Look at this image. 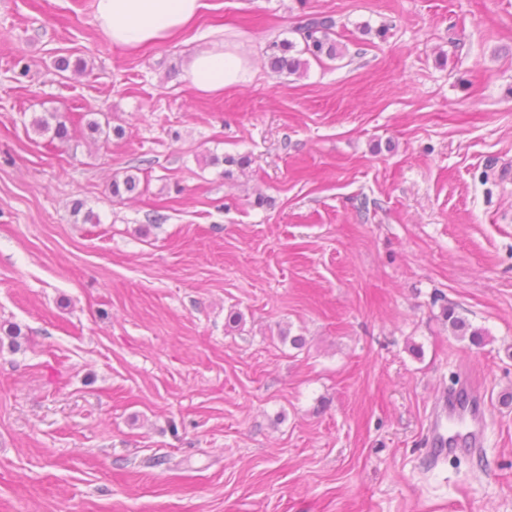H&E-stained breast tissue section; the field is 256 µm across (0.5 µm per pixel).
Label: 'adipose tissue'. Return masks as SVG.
Segmentation results:
<instances>
[{
    "instance_id": "obj_1",
    "label": "adipose tissue",
    "mask_w": 512,
    "mask_h": 512,
    "mask_svg": "<svg viewBox=\"0 0 512 512\" xmlns=\"http://www.w3.org/2000/svg\"><path fill=\"white\" fill-rule=\"evenodd\" d=\"M204 6V0H95L94 16L113 45L133 50L172 38ZM247 73L245 59L220 42L197 52L187 67L191 84L206 93L236 85Z\"/></svg>"
}]
</instances>
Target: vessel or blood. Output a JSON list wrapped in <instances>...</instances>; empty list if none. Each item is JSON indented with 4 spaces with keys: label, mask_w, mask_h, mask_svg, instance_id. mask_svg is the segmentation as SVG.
<instances>
[{
    "label": "vessel or blood",
    "mask_w": 512,
    "mask_h": 512,
    "mask_svg": "<svg viewBox=\"0 0 512 512\" xmlns=\"http://www.w3.org/2000/svg\"><path fill=\"white\" fill-rule=\"evenodd\" d=\"M487 409L479 390L461 380L438 403L430 423V441L436 450L462 446L478 450L484 443Z\"/></svg>",
    "instance_id": "vessel-or-blood-1"
}]
</instances>
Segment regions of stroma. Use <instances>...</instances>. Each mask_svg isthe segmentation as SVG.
Returning a JSON list of instances; mask_svg holds the SVG:
<instances>
[{
    "label": "stroma",
    "mask_w": 512,
    "mask_h": 512,
    "mask_svg": "<svg viewBox=\"0 0 512 512\" xmlns=\"http://www.w3.org/2000/svg\"><path fill=\"white\" fill-rule=\"evenodd\" d=\"M93 2L0 0V512H512V0H206L139 50ZM315 14L342 58L274 71ZM462 376L485 448L437 460ZM249 68L245 59L224 47V41L212 42L197 52L188 63L187 75L199 91L214 93L224 91L244 81ZM294 47L293 42L289 40L273 41L269 44L270 58L278 71L297 74L305 68L306 60L290 55ZM32 126L40 134L52 132L53 137L61 142L67 141L69 138L67 119L57 113H48V115L35 118Z\"/></svg>",
    "instance_id": "35a3bbf8"
}]
</instances>
